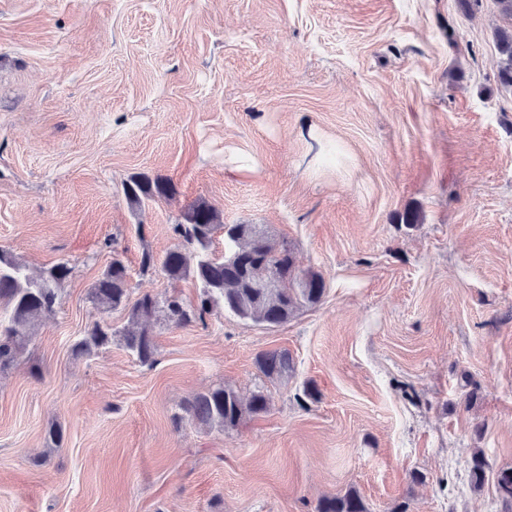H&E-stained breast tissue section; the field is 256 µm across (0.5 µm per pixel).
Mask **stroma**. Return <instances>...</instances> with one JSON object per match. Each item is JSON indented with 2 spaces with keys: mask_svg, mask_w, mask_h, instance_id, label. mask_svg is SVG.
Listing matches in <instances>:
<instances>
[{
  "mask_svg": "<svg viewBox=\"0 0 512 512\" xmlns=\"http://www.w3.org/2000/svg\"><path fill=\"white\" fill-rule=\"evenodd\" d=\"M502 22L496 0H0V248L73 267L0 373V512H314L350 489L369 512H506ZM141 174L175 195L133 211L123 186ZM198 199L288 239L322 301L276 327L157 320L150 367L117 338L75 354L93 321H127L89 295L113 253L133 296L195 299L140 258L175 248ZM274 349L293 368L272 381L255 357ZM222 384L267 392L269 411L188 423L186 400Z\"/></svg>",
  "mask_w": 512,
  "mask_h": 512,
  "instance_id": "stroma-1",
  "label": "stroma"
}]
</instances>
